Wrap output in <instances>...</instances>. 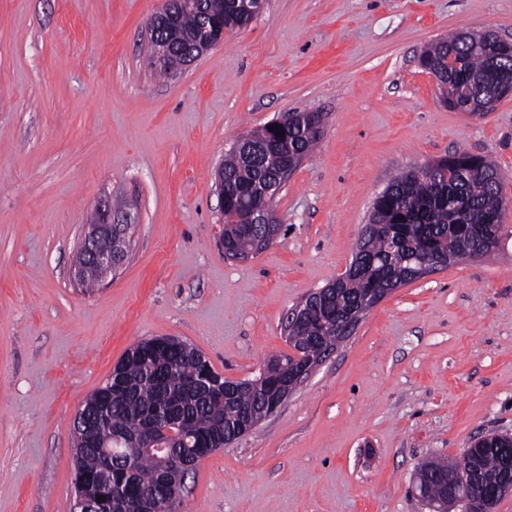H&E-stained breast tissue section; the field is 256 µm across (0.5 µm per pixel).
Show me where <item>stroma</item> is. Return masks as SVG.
<instances>
[{
	"label": "stroma",
	"instance_id": "stroma-1",
	"mask_svg": "<svg viewBox=\"0 0 512 512\" xmlns=\"http://www.w3.org/2000/svg\"><path fill=\"white\" fill-rule=\"evenodd\" d=\"M165 0H0V512H72L73 422L138 342L175 336L224 378L287 350L288 315L344 273L373 201L448 154L491 157L492 253L396 289L271 416L183 479L179 512H431L417 465L512 435V94L446 107L422 52L512 43V0H266L245 30L161 75ZM319 112L277 194L278 237L225 258L215 184L247 131ZM131 222L115 275L72 280L84 226Z\"/></svg>",
	"mask_w": 512,
	"mask_h": 512
}]
</instances>
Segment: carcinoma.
Masks as SVG:
<instances>
[{"label":"carcinoma","mask_w":512,"mask_h":512,"mask_svg":"<svg viewBox=\"0 0 512 512\" xmlns=\"http://www.w3.org/2000/svg\"><path fill=\"white\" fill-rule=\"evenodd\" d=\"M208 0H192L182 13V38L172 39L158 26L149 39V57L168 42V53L158 69L168 73L183 65L202 27L210 23ZM421 66L435 70L457 91L448 108L467 112L472 103L487 97L503 78L512 77V47L489 42L483 35L464 40L458 34L432 43L420 57ZM316 112H296L282 135L263 126L246 134L251 145L244 154L231 148L224 158V243L243 258L259 253L256 233L234 223L245 210L260 209L270 193H279L278 177L285 155L305 158L322 135L314 130ZM505 197L501 174L490 159L453 153L428 164L424 172L409 169L378 193L369 215L372 230L361 234L357 250L361 262L349 266L321 301L318 310L288 332L292 352L273 355L258 378L259 390L244 387L224 398L221 388L201 390L195 385L202 354L184 341L165 343L153 350L155 339L128 349L112 371L110 391L89 407L88 416L75 423V478L87 490L104 497L103 512H130L133 491L160 470L157 457L134 443H121L114 455L102 454L95 438L113 430L137 437L147 419L176 418L182 436L208 444L219 438L228 444L241 433L246 420L260 422L276 386L291 378L304 363L336 349L343 335L339 323L354 305L368 311L393 290L418 279L416 258H446L458 264L500 244ZM121 460V478L130 488L114 495L100 477ZM512 465V437L494 435L468 456L445 461L427 459L415 470L426 500L458 503L464 512H491L500 497L492 496Z\"/></svg>","instance_id":"carcinoma-1"}]
</instances>
